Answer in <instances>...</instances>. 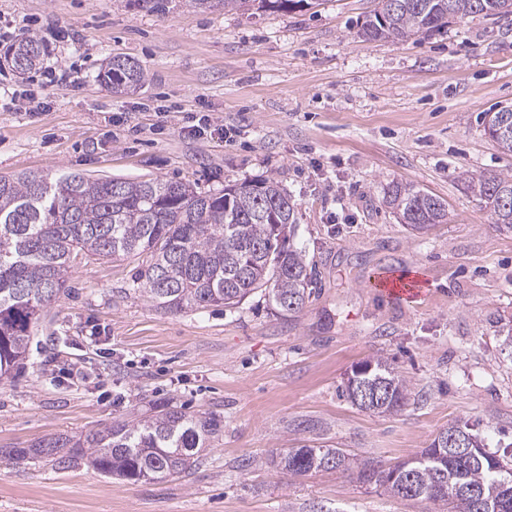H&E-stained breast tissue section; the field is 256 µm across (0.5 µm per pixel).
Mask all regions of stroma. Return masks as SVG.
I'll list each match as a JSON object with an SVG mask.
<instances>
[{
	"label": "stroma",
	"mask_w": 512,
	"mask_h": 512,
	"mask_svg": "<svg viewBox=\"0 0 512 512\" xmlns=\"http://www.w3.org/2000/svg\"><path fill=\"white\" fill-rule=\"evenodd\" d=\"M376 5L203 12L171 0L156 14L127 0H0V54L33 32L48 49L31 73L0 66V175L158 177L203 192L273 177L298 205L292 242L319 279L293 317L257 295L172 315L134 291L133 261L76 263L21 373L0 382V512H423L351 473L286 475L267 459L308 435L391 466L457 420L512 462V232L461 179L512 171L480 120L512 102V20L358 37ZM114 54L147 80L107 91L97 76ZM21 97L45 107L30 115ZM203 114L223 117L233 142L184 133ZM393 181L439 196L447 223L410 232L382 203ZM400 275L420 295L387 292ZM373 357L409 380L401 413L342 395ZM169 400L224 422L183 478L133 485L4 456Z\"/></svg>",
	"instance_id": "35a3bbf8"
}]
</instances>
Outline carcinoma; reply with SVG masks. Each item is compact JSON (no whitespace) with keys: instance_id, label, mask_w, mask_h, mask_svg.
Returning <instances> with one entry per match:
<instances>
[{"instance_id":"obj_1","label":"carcinoma","mask_w":512,"mask_h":512,"mask_svg":"<svg viewBox=\"0 0 512 512\" xmlns=\"http://www.w3.org/2000/svg\"><path fill=\"white\" fill-rule=\"evenodd\" d=\"M199 10L283 9L306 0H186ZM169 0H129V5L163 14ZM482 16H512V0H378L358 26L373 41L425 37L451 23ZM45 43L25 35L5 52L20 74L38 69ZM115 94L146 81L138 63L121 67L107 60L100 72ZM485 112L490 127L506 123L509 135L495 139L512 153V104ZM467 189L483 202L498 228L512 231V174L475 172ZM384 205L415 232L448 221L445 202L413 184L393 182ZM298 207L273 177L227 184L199 192L189 182L162 178H93L80 172L59 176L22 172L0 176V381L15 376L27 358L31 328L40 312L67 288L78 256L97 260L139 259L136 291L171 314L209 307L237 308L258 293L277 315L300 313L313 295L314 271L305 252L290 245ZM364 372L346 382L351 402L364 388L382 399L377 414H397L406 405L410 382L387 361L362 362ZM224 432V423L173 401L144 419L114 420L85 436L49 437L10 458H44L60 469L85 459L105 477L135 484L188 475L203 452ZM454 434L473 441V452L443 454L437 442ZM271 463L294 475L317 471L357 472L367 484L384 486L398 498L440 512H512V469L487 450L485 439L466 422L439 433L418 454L385 469L341 448L300 443L271 454Z\"/></svg>"}]
</instances>
